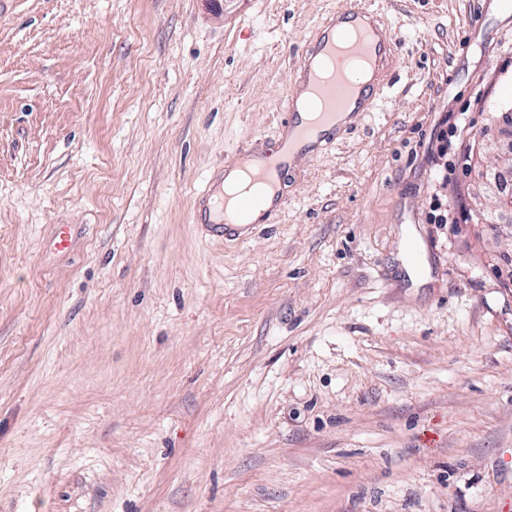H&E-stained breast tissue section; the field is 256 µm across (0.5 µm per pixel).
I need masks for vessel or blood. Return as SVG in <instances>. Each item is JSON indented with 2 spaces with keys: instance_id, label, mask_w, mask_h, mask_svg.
Instances as JSON below:
<instances>
[{
  "instance_id": "vessel-or-blood-1",
  "label": "vessel or blood",
  "mask_w": 512,
  "mask_h": 512,
  "mask_svg": "<svg viewBox=\"0 0 512 512\" xmlns=\"http://www.w3.org/2000/svg\"><path fill=\"white\" fill-rule=\"evenodd\" d=\"M392 51V40L376 13L352 7L340 17H328L316 37L305 46L297 68V88L287 91L281 123L282 152L279 160L267 154L244 150L230 162V169H244L246 180L256 189L225 194L223 180L207 183L201 193L198 221L212 235L232 230L233 219L252 214L269 216L283 201L281 186L287 172L303 157H313L331 146L339 113L363 115L375 109L380 86L356 89L343 74L322 76L323 65L336 57L351 56L363 63L384 62Z\"/></svg>"
}]
</instances>
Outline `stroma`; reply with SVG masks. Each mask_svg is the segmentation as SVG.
<instances>
[{
  "label": "stroma",
  "mask_w": 512,
  "mask_h": 512,
  "mask_svg": "<svg viewBox=\"0 0 512 512\" xmlns=\"http://www.w3.org/2000/svg\"><path fill=\"white\" fill-rule=\"evenodd\" d=\"M354 2L0 0V512H512L500 0H371L378 109L270 223L193 222Z\"/></svg>",
  "instance_id": "obj_1"
}]
</instances>
